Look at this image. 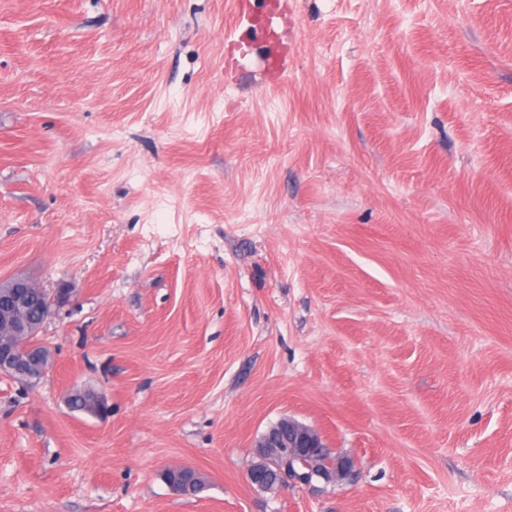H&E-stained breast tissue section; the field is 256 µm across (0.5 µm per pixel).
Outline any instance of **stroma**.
<instances>
[{
  "mask_svg": "<svg viewBox=\"0 0 512 512\" xmlns=\"http://www.w3.org/2000/svg\"><path fill=\"white\" fill-rule=\"evenodd\" d=\"M251 2L0 0V512H512V0ZM284 417L360 478L249 484ZM0 288H6L5 291L1 290L0 299H4L7 305L17 309H25L34 300L36 293L34 288L36 287L31 281L24 278H13L5 286ZM1 336V335H0ZM3 336V334H2ZM0 338V375H6L17 380L35 383L42 378L45 371L37 370L40 343L36 340L29 342Z\"/></svg>",
  "mask_w": 512,
  "mask_h": 512,
  "instance_id": "obj_1",
  "label": "stroma"
}]
</instances>
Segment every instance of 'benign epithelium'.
Segmentation results:
<instances>
[{
    "label": "benign epithelium",
    "instance_id": "benign-epithelium-1",
    "mask_svg": "<svg viewBox=\"0 0 512 512\" xmlns=\"http://www.w3.org/2000/svg\"><path fill=\"white\" fill-rule=\"evenodd\" d=\"M32 282L24 278H13L0 293L7 305L25 309L34 300ZM45 306L40 322H24L13 325V335L33 336L35 328L43 325L51 314L53 300L41 293ZM40 343L36 340L18 343L0 338V375L35 383L44 372L37 370ZM326 447L323 437L311 426L294 418L285 417L262 433L255 443L256 461L246 470L248 483L263 488L262 476L272 471L277 481V491L289 487L319 490L329 484L353 482L359 476L357 461L349 454L339 453L334 463L325 470H317L309 459L317 456Z\"/></svg>",
    "mask_w": 512,
    "mask_h": 512
}]
</instances>
